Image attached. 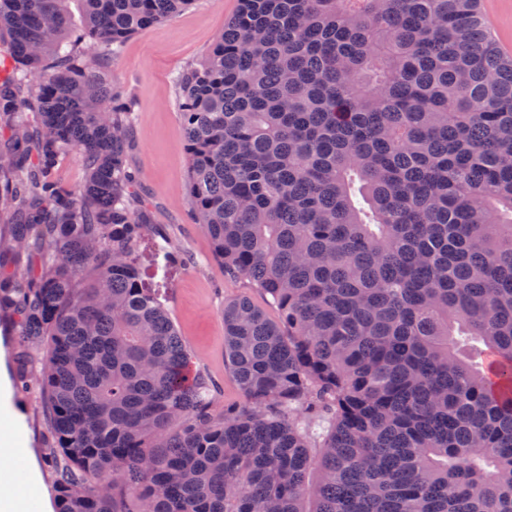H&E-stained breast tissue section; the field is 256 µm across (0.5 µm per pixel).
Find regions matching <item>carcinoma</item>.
<instances>
[{"instance_id": "1", "label": "carcinoma", "mask_w": 512, "mask_h": 512, "mask_svg": "<svg viewBox=\"0 0 512 512\" xmlns=\"http://www.w3.org/2000/svg\"><path fill=\"white\" fill-rule=\"evenodd\" d=\"M193 2L0 0V309L49 339L56 512H512V58L478 0H239L175 76L193 223L279 312L224 302L218 414L108 67ZM57 176L63 183L74 184L85 178V169L77 157L69 156L60 163Z\"/></svg>"}]
</instances>
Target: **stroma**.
I'll return each instance as SVG.
<instances>
[{
	"label": "stroma",
	"mask_w": 512,
	"mask_h": 512,
	"mask_svg": "<svg viewBox=\"0 0 512 512\" xmlns=\"http://www.w3.org/2000/svg\"><path fill=\"white\" fill-rule=\"evenodd\" d=\"M238 0H196L172 20L130 37L112 64L114 80L128 86L135 108L134 147L127 163L140 172L139 194L152 205L154 224L185 259L155 283L184 339L194 368L215 380L221 389L214 407L238 403L240 391L224 361L226 300L245 295L269 317L278 312L266 296L247 281L228 276L212 256L204 229L191 222L186 203L187 159L174 77L197 61L212 45L225 22L235 14ZM14 314L0 312V364L12 385L28 441V450L49 499L57 497L50 419L38 390L23 392L22 381H34L47 354L40 341L18 352L11 334Z\"/></svg>",
	"instance_id": "1"
}]
</instances>
